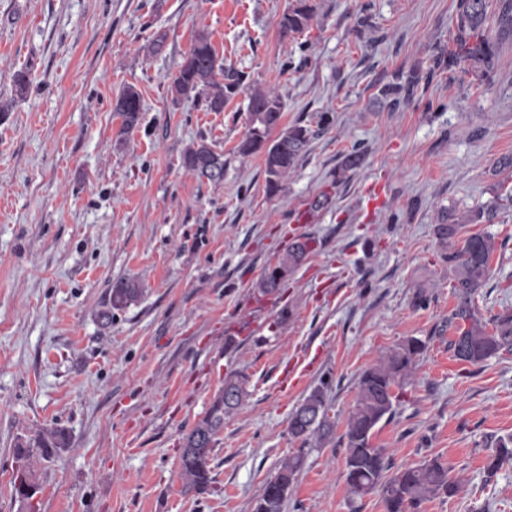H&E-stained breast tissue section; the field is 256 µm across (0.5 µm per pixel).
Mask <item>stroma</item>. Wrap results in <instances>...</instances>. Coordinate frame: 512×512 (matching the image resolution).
Wrapping results in <instances>:
<instances>
[{
	"instance_id": "35a3bbf8",
	"label": "stroma",
	"mask_w": 512,
	"mask_h": 512,
	"mask_svg": "<svg viewBox=\"0 0 512 512\" xmlns=\"http://www.w3.org/2000/svg\"><path fill=\"white\" fill-rule=\"evenodd\" d=\"M292 2L0 0V102L13 103L0 114V512H27L11 483L15 447L51 428L69 443L33 462L39 512H253L301 446L291 411L324 380L334 427L309 450L286 512H385L379 493L347 491L346 420L363 371L411 336L427 349L376 447L399 467L438 459L460 481L421 512H512V463L485 471L489 446L512 435V354L454 359L445 323L458 297L435 235L438 208L512 189L495 168L512 155V44L489 79L438 73L394 111L379 88L396 71H427L450 43L456 0H312L310 27L284 37ZM361 17L371 26L360 32ZM201 32L281 94L283 126L333 118L277 194L261 155L237 151L245 96L220 112L172 98ZM127 85L143 112L124 137L113 106ZM203 138L224 156L222 182L181 164ZM356 147L362 164L343 171ZM324 192L330 204L312 208ZM499 204L487 227L497 251L474 295L486 319L512 309V201ZM302 235L313 250L275 298L255 292ZM121 278L143 293L102 328ZM234 371L249 396L224 418L209 493H185L181 438Z\"/></svg>"
}]
</instances>
